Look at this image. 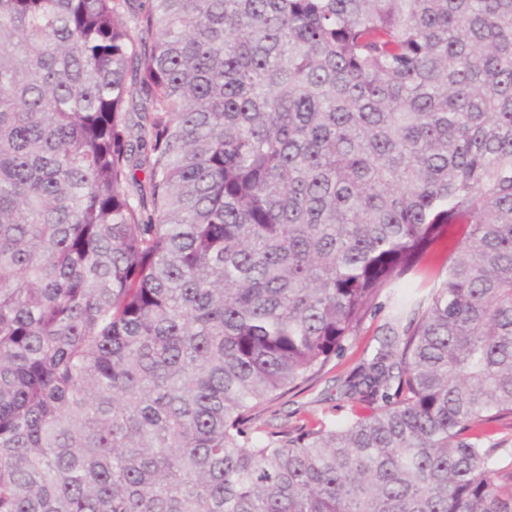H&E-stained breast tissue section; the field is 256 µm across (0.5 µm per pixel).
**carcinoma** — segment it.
<instances>
[{"instance_id": "cac0c4a2", "label": "carcinoma", "mask_w": 512, "mask_h": 512, "mask_svg": "<svg viewBox=\"0 0 512 512\" xmlns=\"http://www.w3.org/2000/svg\"><path fill=\"white\" fill-rule=\"evenodd\" d=\"M511 416L512 0H0V512H512ZM380 302L382 307L368 318L361 336L350 342L342 355L332 360L320 380L301 393H290L261 405L255 411L258 423H268L274 427H291L313 419H321L336 426L343 423L349 415L350 405L340 394L336 379L345 377L363 355H369L377 344L373 338L378 327L384 323L387 313L385 299L381 298Z\"/></svg>"}]
</instances>
